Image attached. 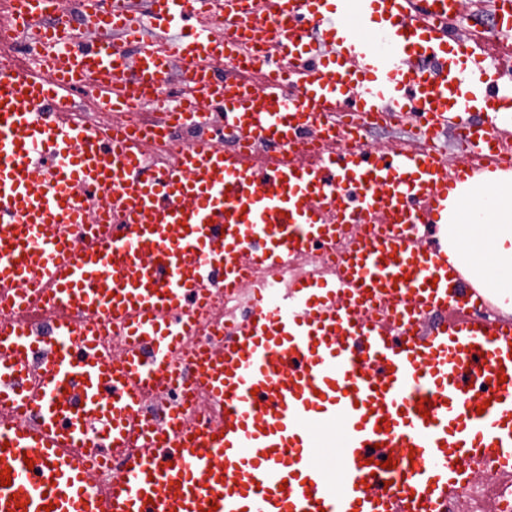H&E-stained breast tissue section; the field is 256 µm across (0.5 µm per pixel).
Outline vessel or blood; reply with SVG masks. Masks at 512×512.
<instances>
[{"instance_id": "b4317fda", "label": "vessel or blood", "mask_w": 512, "mask_h": 512, "mask_svg": "<svg viewBox=\"0 0 512 512\" xmlns=\"http://www.w3.org/2000/svg\"><path fill=\"white\" fill-rule=\"evenodd\" d=\"M85 2L111 39L6 11L44 53L0 72V512H458L482 471L505 512L512 314L448 257V185L512 172V73L450 34L459 0ZM492 22L511 49L512 0ZM91 77L110 125L72 118ZM213 290L250 313L187 362L208 419H147Z\"/></svg>"}]
</instances>
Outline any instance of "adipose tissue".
I'll return each instance as SVG.
<instances>
[{"label": "adipose tissue", "mask_w": 512, "mask_h": 512, "mask_svg": "<svg viewBox=\"0 0 512 512\" xmlns=\"http://www.w3.org/2000/svg\"><path fill=\"white\" fill-rule=\"evenodd\" d=\"M471 212L448 211V254L480 287L512 298V174L458 185Z\"/></svg>", "instance_id": "ef3b65f1"}]
</instances>
